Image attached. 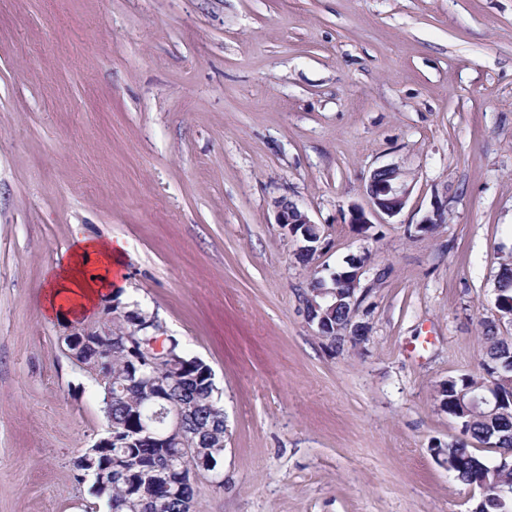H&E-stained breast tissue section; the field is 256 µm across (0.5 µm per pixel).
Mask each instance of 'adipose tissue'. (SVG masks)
<instances>
[{"mask_svg": "<svg viewBox=\"0 0 512 512\" xmlns=\"http://www.w3.org/2000/svg\"><path fill=\"white\" fill-rule=\"evenodd\" d=\"M122 256V245L80 238L59 269L46 279V312L88 313L102 292L115 287ZM92 264L97 266V273H89Z\"/></svg>", "mask_w": 512, "mask_h": 512, "instance_id": "obj_1", "label": "adipose tissue"}]
</instances>
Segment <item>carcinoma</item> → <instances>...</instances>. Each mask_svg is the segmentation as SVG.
Here are the masks:
<instances>
[{"mask_svg": "<svg viewBox=\"0 0 512 512\" xmlns=\"http://www.w3.org/2000/svg\"><path fill=\"white\" fill-rule=\"evenodd\" d=\"M497 289L503 302H512V269L502 271ZM77 341L94 343L90 356L84 358L83 363L96 376L112 383V397L100 390L102 411L112 420V428L128 438V446L103 448L96 459L97 467L109 484L106 498L112 512H195L193 475L201 470L200 456L192 452L181 455L176 445L163 447L139 443L132 435L144 407V393L136 385L125 390L122 386L127 384L130 374H138L136 354L118 350L93 336H79ZM175 352L180 361L164 373L160 386L161 403L187 407L189 434L193 435L199 448L212 456L214 449L224 445V415L216 410L207 371L193 363V356L179 341ZM510 357L512 351L502 346V339L486 331L483 369H493ZM477 383L479 379L473 376L450 380L439 386L437 401L442 403L456 390ZM499 389L506 400L503 411L492 418L465 416L468 438L449 444L451 455L461 460L477 455L476 449L469 447L470 439L481 443L490 438L500 448H512V381L502 382ZM176 457L178 464L166 467L165 460Z\"/></svg>", "mask_w": 512, "mask_h": 512, "instance_id": "carcinoma-1", "label": "carcinoma"}]
</instances>
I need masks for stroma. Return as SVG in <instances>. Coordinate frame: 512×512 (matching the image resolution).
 <instances>
[{
  "instance_id": "obj_1",
  "label": "stroma",
  "mask_w": 512,
  "mask_h": 512,
  "mask_svg": "<svg viewBox=\"0 0 512 512\" xmlns=\"http://www.w3.org/2000/svg\"><path fill=\"white\" fill-rule=\"evenodd\" d=\"M386 165L405 208L349 225ZM282 196L326 231L312 259ZM82 236L123 243L125 302L223 391L197 512H473L436 391L482 375L486 325L512 342V0H0V512L95 501L73 463L106 419L44 311ZM360 254L368 338L335 346L303 295Z\"/></svg>"
}]
</instances>
